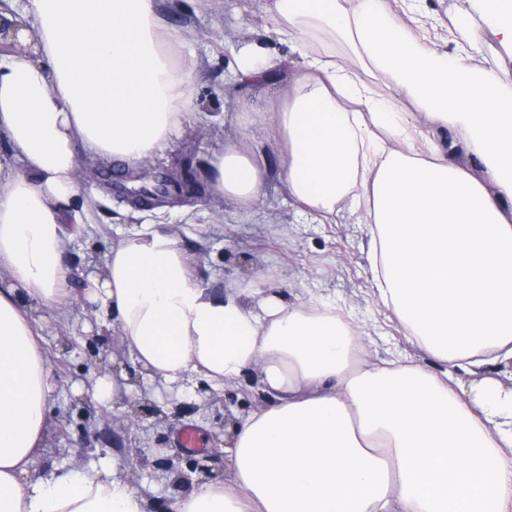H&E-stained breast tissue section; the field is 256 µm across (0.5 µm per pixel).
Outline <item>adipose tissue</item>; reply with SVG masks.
Returning a JSON list of instances; mask_svg holds the SVG:
<instances>
[{"mask_svg":"<svg viewBox=\"0 0 512 512\" xmlns=\"http://www.w3.org/2000/svg\"><path fill=\"white\" fill-rule=\"evenodd\" d=\"M301 58L240 55L236 81L288 86L259 116L282 145L298 212L365 225L378 297L433 369L371 361L363 326L335 305L251 306L192 275L185 250L146 224L113 245L82 293L63 252L80 233L75 173L84 156L137 169L197 118L194 57L158 0H25L8 21L25 56L0 57V512H152L113 458L36 473L54 385L38 312L85 298L112 326L143 382L187 389L256 372L264 406L231 429L230 475L177 496L170 512H512V390L485 376L512 363V94L470 49L433 46L383 0H272ZM339 38L353 69L310 34ZM396 93H376L372 79ZM409 100L415 112L404 111ZM459 126L482 178L412 142ZM215 194L245 209L263 194L253 153L220 148ZM478 377L465 386L461 375Z\"/></svg>","mask_w":512,"mask_h":512,"instance_id":"adipose-tissue-1","label":"adipose tissue"}]
</instances>
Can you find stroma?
I'll return each mask as SVG.
<instances>
[{"label": "stroma", "instance_id": "obj_1", "mask_svg": "<svg viewBox=\"0 0 512 512\" xmlns=\"http://www.w3.org/2000/svg\"><path fill=\"white\" fill-rule=\"evenodd\" d=\"M268 0H159L167 24L196 51L192 107L204 113L176 139L166 157L148 160L151 168L182 163L207 179L216 149L235 146L265 157L267 174L260 203L243 211L231 199L206 193L189 204L133 207L118 189L99 183L102 173L122 178L119 165L82 158L79 200L88 222L65 246L63 262L71 288H82L90 272H102L106 256L120 238L144 224H159L185 247L193 275L215 291L274 290L289 305L317 297L361 321L369 333L373 361L401 355L424 368L433 362L398 331L381 304L367 254V230L339 214L335 223L319 224L301 216L288 194L279 144L256 129L254 121L280 102L286 85L279 79L236 88L228 77L236 54L246 44L270 55L291 57L280 41ZM426 36L445 50L470 43L475 61L491 71L503 91L512 92V47L501 45L480 15L475 0H419ZM44 352L55 386L41 470H79L89 460L109 456L125 463V477L141 488H154V500L166 507L180 489L198 479L192 464L209 461L217 477L226 476L230 460L224 449L227 414L260 406L254 373L221 388L194 380L189 389L155 393L118 392L102 402L96 381L119 377L128 363L112 319L83 302L71 315L47 314ZM73 344L63 353V344ZM194 428L197 449L181 447L183 428Z\"/></svg>", "mask_w": 512, "mask_h": 512}]
</instances>
